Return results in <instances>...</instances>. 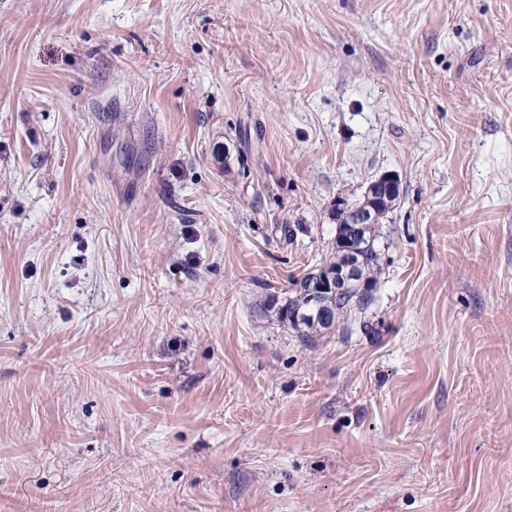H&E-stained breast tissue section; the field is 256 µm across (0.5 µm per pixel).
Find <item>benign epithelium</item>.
Wrapping results in <instances>:
<instances>
[{
	"label": "benign epithelium",
	"mask_w": 512,
	"mask_h": 512,
	"mask_svg": "<svg viewBox=\"0 0 512 512\" xmlns=\"http://www.w3.org/2000/svg\"><path fill=\"white\" fill-rule=\"evenodd\" d=\"M400 192L399 180L393 175H382L367 188L366 200L356 207H343L336 212V223L349 226V234H336V247L343 250L345 261L339 266L326 264L318 271L309 274L302 287L308 297V310L288 311V323L300 325L307 321L321 325L326 330L336 327L337 296L349 288H370L362 273L365 256L372 247L371 228L379 223V212L375 201L388 198Z\"/></svg>",
	"instance_id": "1"
}]
</instances>
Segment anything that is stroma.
I'll return each mask as SVG.
<instances>
[{
	"instance_id": "35a3bbf8",
	"label": "stroma",
	"mask_w": 512,
	"mask_h": 512,
	"mask_svg": "<svg viewBox=\"0 0 512 512\" xmlns=\"http://www.w3.org/2000/svg\"><path fill=\"white\" fill-rule=\"evenodd\" d=\"M0 512H512V0H0ZM400 193V184L393 175H382L375 179L367 188L366 200L356 207L339 208L336 212V247L343 250L346 256L342 265L331 266L326 264L317 272L310 273L303 281L300 288H305L308 297L309 308L307 311L289 310L288 324L300 327L303 321L321 325L324 330H332L336 327V308L333 307L336 296L343 294L347 288H373L362 273L365 256L372 247L373 236L371 228L379 224V212L374 201L382 198L393 197ZM380 195V197H376ZM349 225V235L339 233V225ZM300 288H296L295 295L288 296L287 306L300 307L305 305L306 299ZM367 294V293H366ZM366 294L359 297L354 293L343 294L336 300L338 320L355 306L361 308L368 302ZM300 329L294 327L300 342L307 346L313 342L315 336H320L321 330L310 324H305Z\"/></svg>"
}]
</instances>
